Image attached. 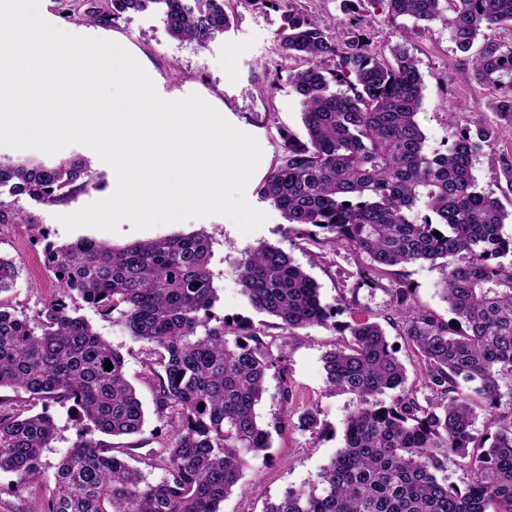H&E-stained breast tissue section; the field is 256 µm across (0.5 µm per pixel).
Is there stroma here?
<instances>
[{
  "mask_svg": "<svg viewBox=\"0 0 512 512\" xmlns=\"http://www.w3.org/2000/svg\"><path fill=\"white\" fill-rule=\"evenodd\" d=\"M286 0L279 7L257 12L237 6L232 28L201 47L190 41L172 38L159 13L128 12L110 24H94L85 19L65 20L56 11L55 0H41L43 18L55 27L77 36L94 37L118 43L144 68L160 97L176 100L199 95L229 124L253 136L261 150L259 164L245 190L247 201L263 211L266 220L257 230L245 234L229 218L208 215L180 223L158 225L144 230L121 223L118 232L93 228L66 229L62 216L111 196L117 186L113 168L91 148L71 144L63 155L79 153L90 158L100 173L99 189L78 195L69 203L45 207L23 201V208L36 220L35 227L0 224V255L15 259L19 276L7 298L17 312L33 315L55 292L56 281L45 265L47 241L70 243L92 238L110 246L121 247L136 241L155 240L174 235L203 232L212 237L210 268L219 299L213 313L232 323H248L261 340L271 345L273 353L282 354L283 366L267 372L266 391L257 412L262 423L287 420L288 425L272 436L267 456L251 459L233 493L221 503V512H264L269 503L278 501L286 490L301 488L314 480L343 445V420L352 408V395L329 390L323 369L325 352L339 347L348 335L346 326L360 315L382 321L391 307L390 295L380 288L357 289L353 310L338 314L333 325L314 327L291 336L277 319L256 312L241 292L235 267L251 247L267 243L283 249L311 276L320 288L324 304L337 305L363 258L354 251L320 247L304 236L298 225L287 223L279 211L262 202L257 188L280 151L279 128L302 133L301 106L287 80H280L275 93L266 91L267 70L287 72L291 61L282 59L279 34L284 28ZM404 44L414 58L425 85L424 98L417 119L426 136L427 151H441L448 145L446 113L451 105L464 102L456 123L460 128L476 129L494 123L487 107L488 88L473 75L468 56L451 41L447 29L431 23L415 26L412 19L378 15L373 46L388 52L395 44ZM495 124V123H494ZM498 126V125H497ZM512 153V126L497 129L495 152L480 156L472 173L479 189L498 197L506 211L512 212V193L500 178L497 156ZM401 278L414 293L417 306L439 320H450L448 305L440 294L442 274L430 263H415L399 270ZM95 331L110 342L125 360L127 379L135 386L143 403L146 421L141 433L119 438L129 452L130 462L143 461L159 452L169 435L170 414H158L154 406L153 355L146 342L136 340L112 319L105 318L78 303ZM289 387L290 399L281 396ZM318 407L322 434L297 427L299 415L309 407ZM49 411L57 425V438L42 456L38 477L29 488L18 486L12 473H0V512H38L42 502L55 487V466L76 440L74 411L70 404L31 399L12 389L0 390V414H35Z\"/></svg>",
  "mask_w": 512,
  "mask_h": 512,
  "instance_id": "stroma-1",
  "label": "stroma"
}]
</instances>
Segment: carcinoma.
<instances>
[{
  "instance_id": "cac0c4a2",
  "label": "carcinoma",
  "mask_w": 512,
  "mask_h": 512,
  "mask_svg": "<svg viewBox=\"0 0 512 512\" xmlns=\"http://www.w3.org/2000/svg\"><path fill=\"white\" fill-rule=\"evenodd\" d=\"M226 2L56 0L64 19L84 5L86 20L105 24L154 4L172 37L201 47L230 30ZM367 3L416 26L441 23L463 53L484 37L471 56L474 77L491 91L488 107L497 119L512 124V43L486 38L487 30L512 23V0ZM284 21L282 55L301 62L288 71V84L306 137L279 130L281 150L258 194L288 223L308 227L316 244L367 257L354 288L390 294L386 320L417 353L431 396L405 388V366L379 323L345 325L349 339L322 357L329 389L356 401L344 419V445L309 486L286 491L265 512H512V236L502 232L509 214L477 189L472 174L473 160L493 151L496 126L460 132L445 151L429 153L417 122L425 86L404 45L388 56L374 50L372 26L357 28L355 17L341 43L321 20L293 8ZM99 179L79 154L52 163L0 157V195L12 197L0 200V224L35 223L18 205L23 197L56 206L98 189ZM416 208L425 211L419 222L411 216ZM44 251L57 294L32 318L0 299V388L69 402L77 415V441L56 467L55 492L40 512H219L248 459L271 448L256 406L280 357L257 332L213 315L211 237L137 241L118 250L82 238L49 241ZM417 262L440 263L452 322L419 308L393 276V268ZM18 276L14 260L0 256V294ZM237 277L250 305L290 336L338 314L278 247L251 248ZM76 296L102 316L118 314L157 356L155 410L176 413L150 464L165 472L157 483L96 438L139 433L145 413L124 357L73 315ZM389 391L396 392L390 403L379 400ZM480 411L487 415L481 433L474 427ZM319 426L315 408L298 417L304 431ZM56 433L46 410L0 414V472L23 485L33 481ZM452 457L468 474L463 488L448 482Z\"/></svg>"
}]
</instances>
